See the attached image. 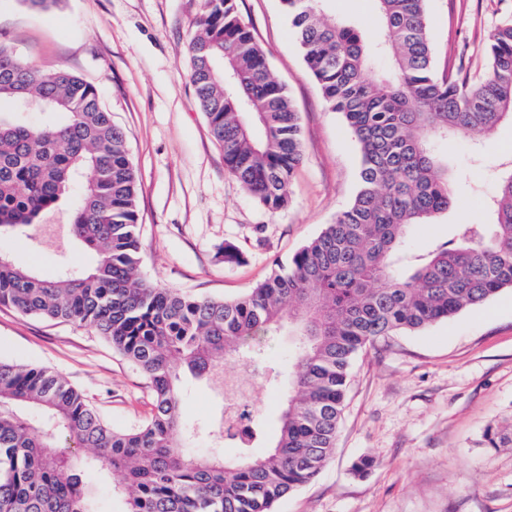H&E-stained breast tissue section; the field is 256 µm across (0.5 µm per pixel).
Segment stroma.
Wrapping results in <instances>:
<instances>
[{
  "label": "stroma",
  "instance_id": "stroma-1",
  "mask_svg": "<svg viewBox=\"0 0 512 512\" xmlns=\"http://www.w3.org/2000/svg\"><path fill=\"white\" fill-rule=\"evenodd\" d=\"M203 0H59L35 13L0 0V43L46 71L67 70L94 85L126 135L139 182V272L149 282L197 297L233 299L315 238L353 199L357 143L339 113L327 111L279 0H238L272 75L301 117L304 160L287 208L269 211L224 166L190 82L188 43ZM439 68L463 64L478 76L493 29L512 16V0H427ZM455 203L433 223L414 227L418 252L446 240L458 217L484 224L495 177L512 166V123L473 153L453 143ZM70 206L60 203L46 229L0 238V253L57 276L64 263L93 258L66 245ZM233 244L244 261L225 264ZM0 359L45 366L79 389L117 430L150 415L148 379L89 326L22 315L0 305ZM250 385L268 424L280 401L252 367L225 365ZM182 416L198 425L194 454L218 446L208 423L222 405L209 382L184 376ZM512 431V290L412 333L379 339L355 357L336 448L313 481L274 512H512V447H486L488 427ZM367 474H352L359 458Z\"/></svg>",
  "mask_w": 512,
  "mask_h": 512
}]
</instances>
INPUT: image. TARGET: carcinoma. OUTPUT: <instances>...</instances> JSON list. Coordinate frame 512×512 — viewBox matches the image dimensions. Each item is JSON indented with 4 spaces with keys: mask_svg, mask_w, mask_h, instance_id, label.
Returning a JSON list of instances; mask_svg holds the SVG:
<instances>
[{
    "mask_svg": "<svg viewBox=\"0 0 512 512\" xmlns=\"http://www.w3.org/2000/svg\"><path fill=\"white\" fill-rule=\"evenodd\" d=\"M280 2L326 108L355 136L359 184L333 223L232 300L139 276L138 186L123 129L94 86L0 44V105L18 112L27 99L59 116L32 125L0 111V235L39 225L78 185L69 234L93 256L89 268L50 280L0 255V304L96 329L152 388L147 422L117 431L59 372L0 360V512H99L86 477L103 471L119 477L126 512H273L333 454L363 348L512 288V168L485 202L488 223L463 220L423 254L406 245L456 195L443 147L474 137L483 149L512 121V18L493 30L473 82L452 66L438 72L427 0H373L372 40L361 23L331 15V0ZM197 27L190 79L224 164L264 207L282 209L302 160L299 113L236 0H204ZM285 332L295 364L278 372L283 407L267 449L250 453L267 436L255 416L235 455L188 454L195 427L180 412V372L222 389L224 363L259 367L268 337ZM484 442L504 447L512 434L489 427Z\"/></svg>",
    "mask_w": 512,
    "mask_h": 512,
    "instance_id": "cac0c4a2",
    "label": "carcinoma"
}]
</instances>
